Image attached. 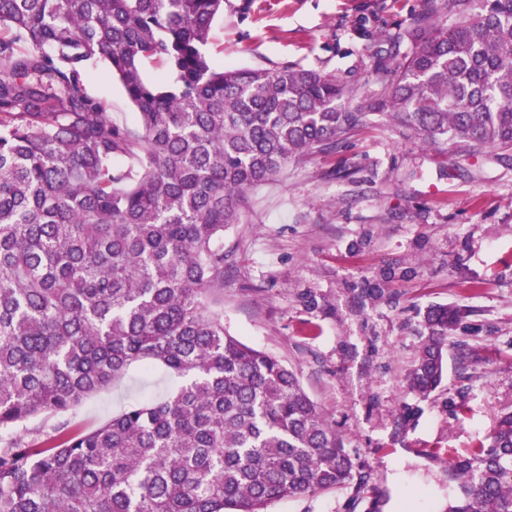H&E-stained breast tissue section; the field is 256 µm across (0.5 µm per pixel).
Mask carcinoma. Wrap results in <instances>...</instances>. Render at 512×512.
<instances>
[{"label": "carcinoma", "instance_id": "cac0c4a2", "mask_svg": "<svg viewBox=\"0 0 512 512\" xmlns=\"http://www.w3.org/2000/svg\"><path fill=\"white\" fill-rule=\"evenodd\" d=\"M224 0H0V512H268L353 480L281 360L224 330V232L290 162L386 116L512 150V0H423L351 83L226 68ZM105 62L136 110L85 78ZM171 76L149 81L145 65ZM459 313L429 308L405 379L444 377ZM134 364L177 378L99 427L65 415ZM49 417L53 434L39 442ZM448 512H512V411L449 461ZM86 87L91 95L109 103L114 120L120 123H131L135 120V110L105 65L98 64L91 69Z\"/></svg>", "mask_w": 512, "mask_h": 512}]
</instances>
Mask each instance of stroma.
Wrapping results in <instances>:
<instances>
[{
  "label": "stroma",
  "mask_w": 512,
  "mask_h": 512,
  "mask_svg": "<svg viewBox=\"0 0 512 512\" xmlns=\"http://www.w3.org/2000/svg\"><path fill=\"white\" fill-rule=\"evenodd\" d=\"M422 3L224 0L211 50L228 67L295 65L351 82L379 36ZM86 87L114 120L134 121L105 65ZM437 304L463 316L443 382L424 398L403 383ZM224 327L294 369L356 463L349 485L269 512H443L458 485L449 458L512 410V152L460 153L378 118L345 146L290 163L247 194L224 234ZM172 385L131 367L69 422L97 427Z\"/></svg>",
  "instance_id": "35a3bbf8"
}]
</instances>
